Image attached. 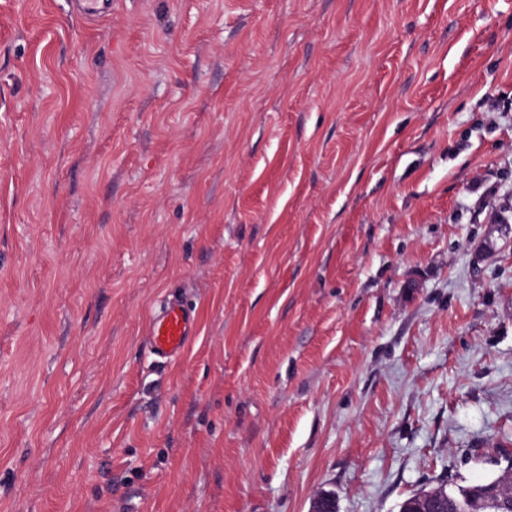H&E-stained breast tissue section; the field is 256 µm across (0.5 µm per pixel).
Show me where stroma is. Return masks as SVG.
I'll use <instances>...</instances> for the list:
<instances>
[{"label":"stroma","mask_w":512,"mask_h":512,"mask_svg":"<svg viewBox=\"0 0 512 512\" xmlns=\"http://www.w3.org/2000/svg\"><path fill=\"white\" fill-rule=\"evenodd\" d=\"M71 2L0 0V512L501 475L512 0ZM196 319L190 307L170 299L149 319L148 350L156 363L180 357L195 335Z\"/></svg>","instance_id":"35a3bbf8"}]
</instances>
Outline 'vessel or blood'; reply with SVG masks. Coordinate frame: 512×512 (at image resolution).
I'll use <instances>...</instances> for the list:
<instances>
[{
  "mask_svg": "<svg viewBox=\"0 0 512 512\" xmlns=\"http://www.w3.org/2000/svg\"><path fill=\"white\" fill-rule=\"evenodd\" d=\"M195 331L196 319L191 308L176 300L167 301L149 319L150 355L158 363L180 357Z\"/></svg>",
  "mask_w": 512,
  "mask_h": 512,
  "instance_id": "obj_1",
  "label": "vessel or blood"
}]
</instances>
